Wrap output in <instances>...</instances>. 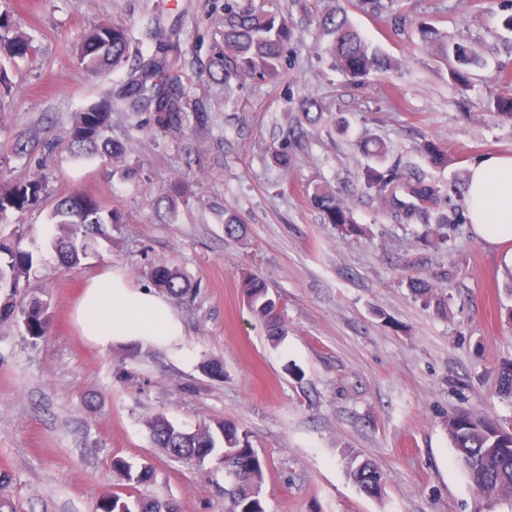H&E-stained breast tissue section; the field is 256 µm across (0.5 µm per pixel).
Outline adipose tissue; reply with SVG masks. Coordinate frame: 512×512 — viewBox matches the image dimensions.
<instances>
[{"label": "adipose tissue", "instance_id": "obj_1", "mask_svg": "<svg viewBox=\"0 0 512 512\" xmlns=\"http://www.w3.org/2000/svg\"><path fill=\"white\" fill-rule=\"evenodd\" d=\"M465 207L474 232L504 246L512 261V155H489L471 164ZM74 317L82 335L102 348L133 343L175 351L184 336V325L166 299L132 287L112 271L87 284Z\"/></svg>", "mask_w": 512, "mask_h": 512}]
</instances>
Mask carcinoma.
<instances>
[{
	"instance_id": "obj_1",
	"label": "carcinoma",
	"mask_w": 512,
	"mask_h": 512,
	"mask_svg": "<svg viewBox=\"0 0 512 512\" xmlns=\"http://www.w3.org/2000/svg\"><path fill=\"white\" fill-rule=\"evenodd\" d=\"M362 5L374 14H387L401 18L398 0H362ZM319 28L330 37L324 53L332 66L349 83L363 85L374 74L395 68L390 58L367 42L345 16L336 12L322 14ZM427 41L439 43L443 59L454 58L449 67V80L459 90L470 86V67L476 65L479 55L466 44H448L440 40L432 28L422 31ZM294 32L285 16L266 13L256 8L252 0H224V47L217 61L219 75L224 83L247 79L277 81L283 71L288 47ZM130 41L125 28L119 25H102L86 32L78 47L80 64L92 71L105 74L129 61ZM28 39L13 30L6 15L0 16V56L16 57L28 52ZM178 60V48L169 44L162 48V56L139 57L129 64L122 90L112 99H105L75 114L67 132L66 147L74 154H89L104 160L123 155L122 142L108 136L112 127V113L136 111L139 103L150 108L148 121L139 124L146 131L183 133L208 120L205 108L197 106L186 111L185 92L181 87L162 81V72ZM495 116L512 122V96L498 95L493 99ZM298 111L304 122L314 127L320 123L324 108L317 101L304 98ZM308 134L301 121L282 130L281 142L270 149L272 163L288 168L291 155L288 143ZM370 163L362 167L359 181L363 188L373 193L386 207L394 224L419 226L417 238L428 248L438 249L450 240L449 231L467 222L464 210L453 203L461 196V189L451 183L429 178L424 172L399 160L387 162V149L383 142L368 139L361 145ZM418 151L429 166L444 169L451 158L448 150L434 139H425ZM45 185L39 179L0 187V214L9 210L23 211L42 202ZM311 203L320 211L327 224L353 236L367 234V228L356 223L351 209L341 202L329 188H315ZM55 234L52 246L62 261L77 265L87 255L96 251L99 241L110 239L108 227L124 223L120 211H104L92 198L71 194L58 200L52 213ZM33 266L29 251L0 245V293L5 301L0 305V320L18 318L28 336H44L50 325L48 308L44 300L33 297L18 305L13 301L21 288V279ZM154 285L181 299L190 294V283L176 269L159 265L152 269ZM240 287L250 312L266 327L274 340L288 332L278 301L272 297L267 283L260 277L244 272ZM415 298L427 307H434L438 314L448 315V298L440 287L423 278L410 280ZM497 394L512 400V358L503 360L498 367ZM155 447L168 452L174 448H189L198 456L222 457L224 468L245 463L227 488L224 500L228 512H265L261 488L264 462L252 448L246 434L239 432L231 421L215 420L193 431L173 424L157 414L146 420ZM448 437L468 474V478L484 501L506 502L512 507V432L508 424L479 416L470 411H459L448 416ZM112 468L129 486L149 483L152 470L144 466L134 470L120 458L112 461ZM350 476L362 486L374 484V496L382 495L383 475L372 462L362 461L350 467ZM98 512H177V505L159 498L133 497L114 493L97 506Z\"/></svg>"
}]
</instances>
